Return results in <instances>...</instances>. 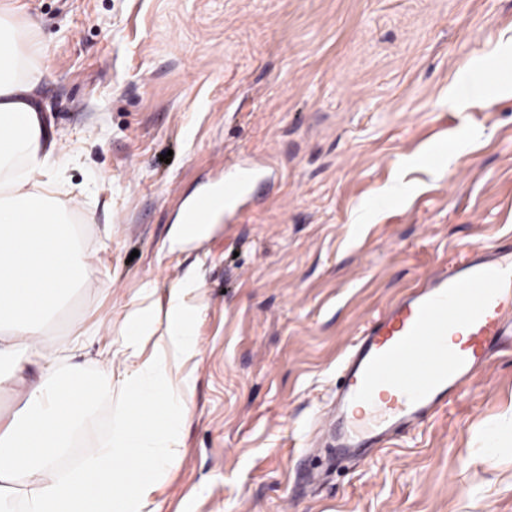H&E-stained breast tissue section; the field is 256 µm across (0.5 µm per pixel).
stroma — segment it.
Masks as SVG:
<instances>
[{
    "mask_svg": "<svg viewBox=\"0 0 512 512\" xmlns=\"http://www.w3.org/2000/svg\"><path fill=\"white\" fill-rule=\"evenodd\" d=\"M46 44L50 191L90 264L48 325L96 332L97 373L145 283L192 280L198 353L159 512H512V347L372 460L322 424L356 332L417 279L512 240V0H19ZM478 76L485 99L448 108ZM170 162H163V154ZM253 163L270 187L184 248L195 195ZM405 192L385 195L393 181Z\"/></svg>",
    "mask_w": 512,
    "mask_h": 512,
    "instance_id": "obj_1",
    "label": "stroma"
}]
</instances>
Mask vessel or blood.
<instances>
[{
    "mask_svg": "<svg viewBox=\"0 0 512 512\" xmlns=\"http://www.w3.org/2000/svg\"><path fill=\"white\" fill-rule=\"evenodd\" d=\"M260 171L241 164L224 177V193L194 198L193 223L239 209ZM512 242L470 248L463 260L432 270L368 320L343 363L336 406L337 451L381 445L440 410L485 366L512 315Z\"/></svg>",
    "mask_w": 512,
    "mask_h": 512,
    "instance_id": "b4317fda",
    "label": "vessel or blood"
}]
</instances>
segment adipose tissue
<instances>
[{
  "instance_id": "adipose-tissue-1",
  "label": "adipose tissue",
  "mask_w": 512,
  "mask_h": 512,
  "mask_svg": "<svg viewBox=\"0 0 512 512\" xmlns=\"http://www.w3.org/2000/svg\"><path fill=\"white\" fill-rule=\"evenodd\" d=\"M45 53L21 7L0 5V388L20 387L23 402L0 425V499L21 492L29 512H157L150 495L160 468L179 462L172 410L190 413L191 384L174 381L173 370L196 353V309L182 283L170 287L161 318L146 296L130 300L122 340L104 347L98 374L75 386L57 380L62 354L81 351L88 336L49 351L47 321L86 283L89 264L65 209L45 189L60 163L57 135L33 97ZM29 365L40 374L27 383ZM114 395L104 447L55 475L92 404Z\"/></svg>"
}]
</instances>
